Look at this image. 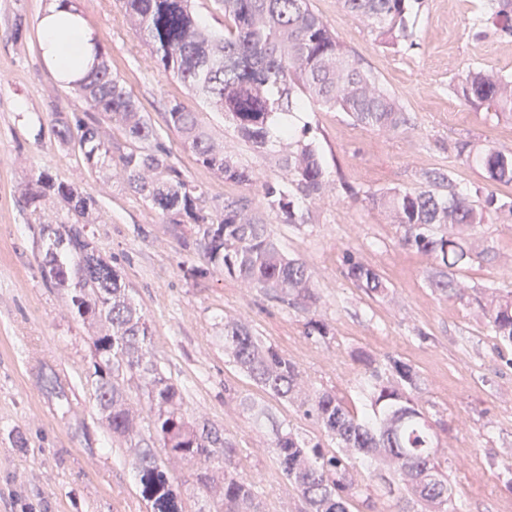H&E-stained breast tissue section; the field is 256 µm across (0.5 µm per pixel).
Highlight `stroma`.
Instances as JSON below:
<instances>
[{"instance_id":"1","label":"stroma","mask_w":512,"mask_h":512,"mask_svg":"<svg viewBox=\"0 0 512 512\" xmlns=\"http://www.w3.org/2000/svg\"><path fill=\"white\" fill-rule=\"evenodd\" d=\"M51 2L0 0V512H149L136 480L137 450L112 438L85 385L98 328L72 316L69 289L51 286L41 274L48 244L41 227L65 216L55 199L38 211L27 205L25 190L42 171L94 199L87 232L120 270L149 323L156 361L183 389L189 413L234 443L238 472L254 484L265 512H298L300 502L277 469L268 430L253 428L239 404L255 388L224 354L228 321L247 324L295 362L304 390L332 388L352 406L359 403L355 382L363 370L357 352L412 364L424 381L442 468L463 512H512V491L498 469L512 458V365L500 357L475 298L430 288V258L404 245L402 230L368 200L418 187L426 169L448 173L460 192L512 198V186L492 187L485 171L459 154L463 144L486 141L512 150V122L454 92L475 67L512 77V39L483 33L488 0H412L408 41L396 48L380 43L338 0H310L360 66L396 98L408 123L384 131L307 103L295 122L310 125L336 188L308 204L303 224L285 223L258 191L260 182L282 179L277 153L245 145L223 113L205 109L163 72L117 0L73 2L172 162L203 190L204 209L213 213L225 199L242 200L278 245L305 264L319 297L312 314L332 328L319 342L305 335L311 313L234 277L193 275L205 261L189 228L168 224L127 188L119 167L93 168L77 145L56 138L57 118L87 120L91 113L41 48L40 20ZM174 99L199 113L213 138L254 171L256 184L224 182L196 160L164 120ZM480 232L489 252L465 269L464 279L512 292V276L499 263L512 254V222L497 220ZM347 250L387 280V296H368L346 278ZM44 364L58 375L68 403L42 390Z\"/></svg>"}]
</instances>
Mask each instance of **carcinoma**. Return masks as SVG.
Returning a JSON list of instances; mask_svg holds the SVG:
<instances>
[{"label": "carcinoma", "mask_w": 512, "mask_h": 512, "mask_svg": "<svg viewBox=\"0 0 512 512\" xmlns=\"http://www.w3.org/2000/svg\"><path fill=\"white\" fill-rule=\"evenodd\" d=\"M224 10V33L203 26L191 0H119L123 14L137 27L156 62L195 91L214 111L224 113L237 137L264 151L288 143L279 161L287 181L261 184L268 208L290 224L306 223L304 202L330 191L316 147L297 138L294 123L283 116L303 111L305 100L338 108L355 122L382 130L407 123L398 101L363 70L309 0H214ZM493 33L512 37V0H489ZM341 9L368 21L385 43L397 46L408 38L407 0H339ZM68 81L93 112L119 122L124 146L112 144L94 122L56 120L57 137L78 144L87 162L101 168L118 165L125 183L150 201L170 224L194 225L196 242L208 267L192 268L198 276L209 269L235 276L291 306L316 303L315 285L305 265L279 249L265 225L245 216V205L227 199L216 215L201 206L203 192L187 181L155 141L152 124L126 90L99 45L91 63L70 70ZM463 99L485 105L512 119V78L475 68L455 86ZM167 123L179 132L197 161L224 178L249 185L254 172L215 142L197 113L170 102ZM460 154L482 168L497 184L512 185V151L494 144H464ZM418 190H392L371 196L389 223L403 229L402 241L429 256L434 268L429 286L450 297L468 287L453 269L486 253L478 228L491 218H512V201L492 192L475 200L456 191L447 174L425 170ZM57 198L67 219L46 224L51 240L41 263L45 281L73 287L70 312L84 322L103 325L93 337V370L87 383L112 437L136 441L140 461L136 479L150 512H186L180 484L169 475L175 464L195 467V482L213 512H263L254 485L237 474L236 448L223 434L199 424L184 408L179 387L166 376L148 349L146 319L133 305L117 268L101 258L86 233L94 200L75 187L56 182L46 172L32 181L26 203L36 210ZM346 277L371 296H384L383 277L357 254L345 252ZM488 335L500 350H512V294L484 287L479 298ZM330 325L314 316L306 336L324 340ZM224 354L264 395L295 405L321 434L336 444L306 437L288 424L275 423L264 400L246 396L243 411L257 424H272L275 462L305 512H353L371 498L360 469L382 468L377 477H393L399 500L423 505L425 512H458L433 424L422 402L419 372L399 357L383 362L360 353L363 371L355 389L360 407H350L333 389L304 394L298 366L238 322L224 323ZM138 382L147 399L149 439L141 436V415L128 403L125 386ZM43 390L68 401L64 386L51 370H40Z\"/></svg>", "instance_id": "1"}]
</instances>
